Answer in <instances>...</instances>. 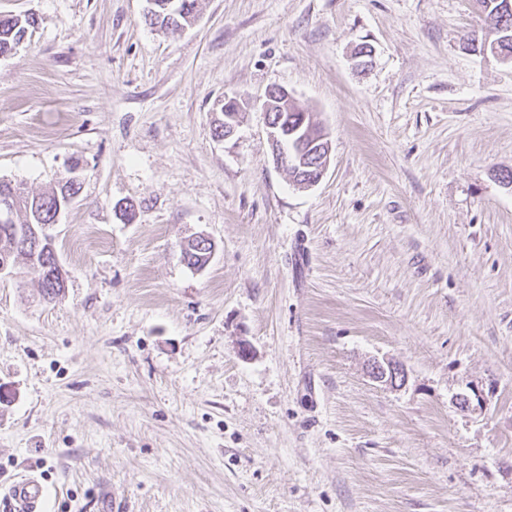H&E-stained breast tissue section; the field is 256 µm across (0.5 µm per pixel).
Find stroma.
Listing matches in <instances>:
<instances>
[{
    "label": "stroma",
    "instance_id": "1",
    "mask_svg": "<svg viewBox=\"0 0 512 512\" xmlns=\"http://www.w3.org/2000/svg\"><path fill=\"white\" fill-rule=\"evenodd\" d=\"M147 7L0 0L38 21L0 57V179L83 168L46 228L63 297L0 275V489L37 477L44 512H512V61L472 45L475 0H200L166 32ZM274 85L328 134L314 186L272 161ZM227 95L249 107L220 140ZM371 376L377 382L383 383L389 387H401L405 384L407 374L405 369L399 363L383 360H376L371 365Z\"/></svg>",
    "mask_w": 512,
    "mask_h": 512
}]
</instances>
